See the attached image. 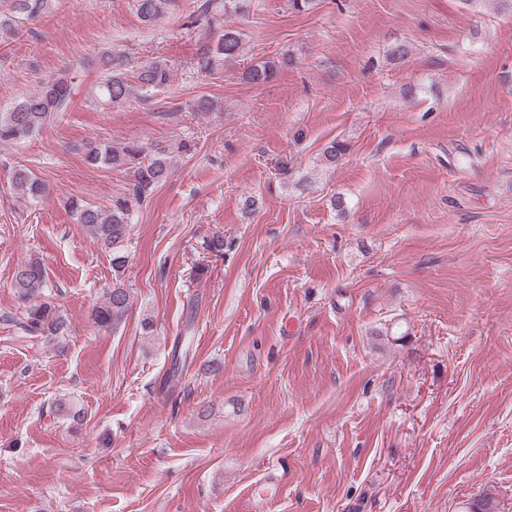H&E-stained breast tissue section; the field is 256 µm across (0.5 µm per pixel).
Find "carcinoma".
Instances as JSON below:
<instances>
[{
    "label": "carcinoma",
    "instance_id": "carcinoma-1",
    "mask_svg": "<svg viewBox=\"0 0 512 512\" xmlns=\"http://www.w3.org/2000/svg\"><path fill=\"white\" fill-rule=\"evenodd\" d=\"M169 0H134L133 7L139 18L150 23L164 11ZM250 0H200L190 14L193 23L205 26L211 40L198 57L197 67L202 73L214 70L218 62H231L241 52V38L237 31L224 26L227 14H243ZM49 0H8L0 9V32L15 30L27 20H33L47 11ZM290 62L283 56L279 60L262 59L245 72L247 80L255 84L269 82L278 66ZM100 75L92 86V101L106 106L145 99L169 85L170 66L164 60L139 61L123 53L107 49L97 60ZM73 78L68 69H61L40 82L39 87L0 111V145L14 144L29 139L72 110ZM347 153V145L335 139L324 145L321 164L337 167ZM85 162L92 166L124 169L132 173L131 186L123 195L112 200L106 208L92 205L82 199L70 198L67 206L77 223L93 235L101 246L112 254L114 280L101 304L95 309L94 321L101 328H116L130 308V292L124 287L123 271L128 263L125 247L131 232L134 209L145 205L154 189L170 173V152L165 146L151 150L132 141L114 149L104 141L88 144ZM12 188L23 200L31 203L47 193L46 184L24 166L14 170ZM46 284V271L41 260L31 257L14 268L11 288L24 305L18 325L24 341L40 339L59 350L69 334L70 322L49 301H41ZM55 414L74 422L82 420L80 411L64 399L53 402Z\"/></svg>",
    "mask_w": 512,
    "mask_h": 512
}]
</instances>
